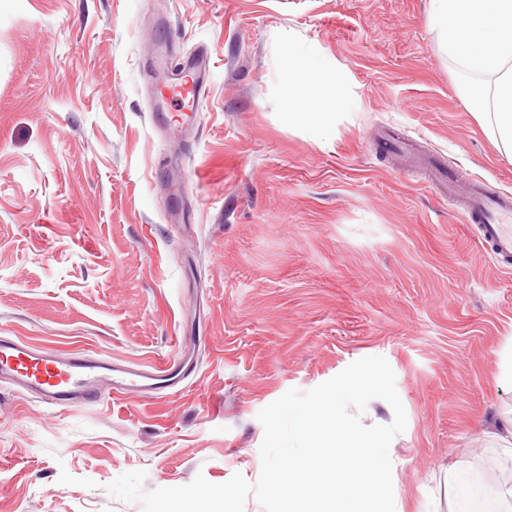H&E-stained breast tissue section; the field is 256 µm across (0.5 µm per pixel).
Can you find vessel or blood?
I'll return each instance as SVG.
<instances>
[{"label": "vessel or blood", "instance_id": "b4317fda", "mask_svg": "<svg viewBox=\"0 0 512 512\" xmlns=\"http://www.w3.org/2000/svg\"><path fill=\"white\" fill-rule=\"evenodd\" d=\"M205 88L197 61H185L180 81L167 85L171 97L195 105ZM431 182L449 205L462 206L468 217L478 218L484 242L500 263L512 262V195H490L461 176L432 175ZM185 372L182 353L161 364L134 369L92 355L36 353L8 337H0V383L36 394L51 406L74 402L97 403L153 391L156 382L176 379Z\"/></svg>", "mask_w": 512, "mask_h": 512}]
</instances>
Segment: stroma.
<instances>
[{
  "instance_id": "obj_1",
  "label": "stroma",
  "mask_w": 512,
  "mask_h": 512,
  "mask_svg": "<svg viewBox=\"0 0 512 512\" xmlns=\"http://www.w3.org/2000/svg\"><path fill=\"white\" fill-rule=\"evenodd\" d=\"M429 0H0V336L134 367L194 352L182 390L51 408L0 385V512H143L107 490L257 482V415L367 356L407 415L395 512H449L448 472L512 479V265L478 242L409 143L488 190L512 159ZM296 36L359 101L289 122ZM209 59L199 114L154 110L153 62Z\"/></svg>"
}]
</instances>
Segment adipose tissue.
<instances>
[{"instance_id": "ef3b65f1", "label": "adipose tissue", "mask_w": 512, "mask_h": 512, "mask_svg": "<svg viewBox=\"0 0 512 512\" xmlns=\"http://www.w3.org/2000/svg\"><path fill=\"white\" fill-rule=\"evenodd\" d=\"M427 22L465 71L489 78V85L469 84L464 93L484 109L489 134L512 156V0H430ZM286 51L280 79L288 118L323 136L341 115L358 108L349 75L297 38H289ZM448 495L452 512H512V484H489L471 467L450 474Z\"/></svg>"}]
</instances>
